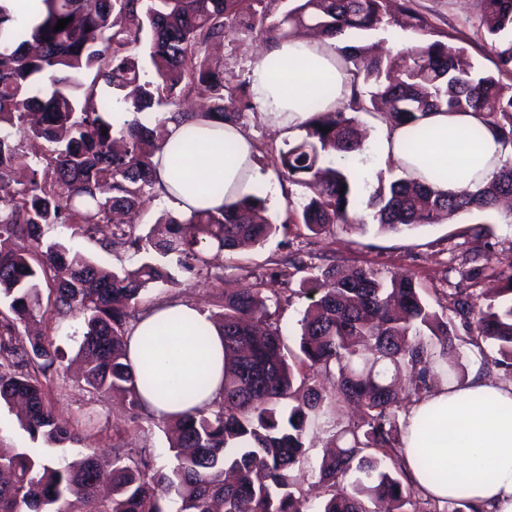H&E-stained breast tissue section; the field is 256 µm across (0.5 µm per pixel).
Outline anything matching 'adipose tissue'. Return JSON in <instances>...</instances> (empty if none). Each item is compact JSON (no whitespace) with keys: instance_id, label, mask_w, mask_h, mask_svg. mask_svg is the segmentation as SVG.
<instances>
[{"instance_id":"adipose-tissue-1","label":"adipose tissue","mask_w":512,"mask_h":512,"mask_svg":"<svg viewBox=\"0 0 512 512\" xmlns=\"http://www.w3.org/2000/svg\"><path fill=\"white\" fill-rule=\"evenodd\" d=\"M335 40L309 38L271 44L253 67L250 79L255 99L271 126L291 132L303 127L309 114L306 101L330 111L352 93L350 74L338 63ZM424 126L427 146L406 151L409 126L389 128L382 146L407 176L426 179L441 190L476 188L507 153L492 133L471 139L480 120L473 113L435 112ZM168 146L158 161L160 195L179 210L217 209L224 202L249 194L259 178L253 140L240 127L191 117L167 125ZM205 171L207 180L195 177ZM224 185L214 193L211 182ZM205 332L207 344L198 348L196 335ZM128 361L134 371L150 372L155 380L143 389L147 409L166 418L202 406L221 396L224 388V342L221 330L198 307L173 301L141 316L127 340ZM206 378V387L186 403L174 397L175 388ZM435 414L437 426L424 432L419 422ZM403 437L404 461L415 480H422L419 455H427L448 474L446 482L427 484L435 499H467L486 512H512V384L503 385L472 375L466 384L443 386L416 401L408 410Z\"/></svg>"}]
</instances>
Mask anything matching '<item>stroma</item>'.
I'll return each mask as SVG.
<instances>
[{
    "mask_svg": "<svg viewBox=\"0 0 512 512\" xmlns=\"http://www.w3.org/2000/svg\"><path fill=\"white\" fill-rule=\"evenodd\" d=\"M412 12L421 16L426 32H418L390 22L379 30L349 32L341 36V44L381 43L395 50L415 44L422 36L449 42L464 49L477 71L499 75L502 82L512 83V73H499L495 57L489 52L484 30L480 25L478 0H407ZM267 38L259 30L233 25L226 27L221 43L211 46L210 60L224 71V95L240 100L241 87L248 82L256 55ZM360 120L368 131L363 148L350 165L354 177L358 211L365 221H372L374 210L368 202L378 186L403 178V171L378 150L386 131V124L371 114H361ZM236 123L257 146L256 161L264 175L258 184L267 200L268 214L280 222L279 233L264 245L225 252L221 276L194 275L168 262L167 268L178 280V287L156 284L141 296L143 306L181 299L200 306L206 312L221 311L226 287L247 288L251 273L267 276L265 293L269 307L278 320V326L287 345H295L299 335L298 321L309 304L300 294V279L292 277L290 284L273 278L272 272L290 251L300 249L316 255L331 257L334 263L346 268L369 267L380 277L392 273L414 275L424 299L429 304L446 301L452 283L458 282L457 269L467 248L464 231L483 223L486 229L484 253L491 265L505 267L512 261V215L502 210L479 217L463 213L452 222L418 227L403 234L382 233L376 230L354 231L334 226L331 233L309 235L299 224L287 222L289 212L301 208L306 191L288 183L279 173L278 156L285 147V138L263 119L262 108L252 104L239 108ZM69 247L90 256L106 269L133 268L146 261L145 253L125 247L104 249L87 238L71 234L69 229L56 231ZM48 401L56 416L69 421L78 438L67 446L66 455L72 456L87 448L109 449L113 442L122 441L151 449L155 467L169 469L174 460L168 451L163 431L151 424L136 428L124 405L115 398L94 397L74 378L73 371L54 373L46 386ZM305 457L300 466L302 487L307 497V512H318L321 489L317 484L319 467L327 448L332 445V432L322 429L308 431L304 439Z\"/></svg>",
    "mask_w": 512,
    "mask_h": 512,
    "instance_id": "obj_1",
    "label": "stroma"
}]
</instances>
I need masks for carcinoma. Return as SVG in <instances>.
Returning <instances> with one entry per match:
<instances>
[{
    "label": "carcinoma",
    "instance_id": "1",
    "mask_svg": "<svg viewBox=\"0 0 512 512\" xmlns=\"http://www.w3.org/2000/svg\"><path fill=\"white\" fill-rule=\"evenodd\" d=\"M42 0L40 18L24 32L0 4V242L27 245L0 251V298L9 311L30 319L80 315L86 332L78 354L88 391L123 397L135 426L154 419L140 387L152 384L127 362V337L139 320L138 299L156 283L178 282L166 267L145 262L135 269L106 270L87 255L45 234L70 228L102 248L128 246L173 257L190 273H211L221 258L245 243L261 244L279 230L258 217L266 199L258 192L215 210H192L166 220L162 237L141 236L133 224H114L116 210L134 209L159 196L157 165L164 141L138 115L165 107L166 121L185 117L181 98L196 94L210 105L198 116L234 123L224 106V71L205 56V47L224 37L228 24L255 27L264 22L257 9L264 0ZM297 5L266 27L271 41L291 39L300 28L326 38L367 31L385 23L391 0H295ZM480 21L498 71L512 70V0H480ZM71 19L54 31L60 19ZM149 31L152 76L146 78L133 50ZM351 74L371 84L370 103L385 107L389 125H411V152L429 139L420 121L433 110L472 112L486 128L512 146V84L482 74L464 49L425 39L386 57L366 46L338 49ZM44 76L50 88L37 77ZM121 92L118 102L132 118L105 119L112 101L97 94L99 83ZM311 113L305 136L279 153L286 181L309 192L298 223L318 235L334 224L366 229L356 210L348 167L362 144L353 112L368 108L358 93L347 107ZM328 129L323 133L319 127ZM26 137L51 146L47 158L24 159ZM512 198V160H506L475 191L442 193L414 179L379 188L371 199L378 229L401 233L421 224H441L462 212H487ZM481 248L470 249L466 269L437 311L420 294L412 276L384 280L371 268L345 275L336 265L318 267L296 250L288 255L284 278L300 272L319 297L300 320L299 352L285 345L262 295L255 287L224 289L216 323L224 331V396L163 420L174 429V466L154 467L146 448L116 444L103 454L88 449L73 458L53 457L30 448L0 453V512H306L294 474L305 449L308 428L326 421L337 403L361 409L342 431L344 446L324 461L320 482L326 500L320 512H378L380 503L397 512L415 496L436 509L424 486L397 473L403 431L396 423L393 380L407 373L424 384L439 372L450 380L460 365L448 361L456 342H489L492 363L512 370V268L479 263ZM50 286L53 304L42 306L41 283ZM62 367V356L44 336L23 333L0 312V404L25 407L20 425L51 447L75 440L68 424L52 412L42 377ZM419 466L430 483L445 472L422 456Z\"/></svg>",
    "mask_w": 512,
    "mask_h": 512
}]
</instances>
